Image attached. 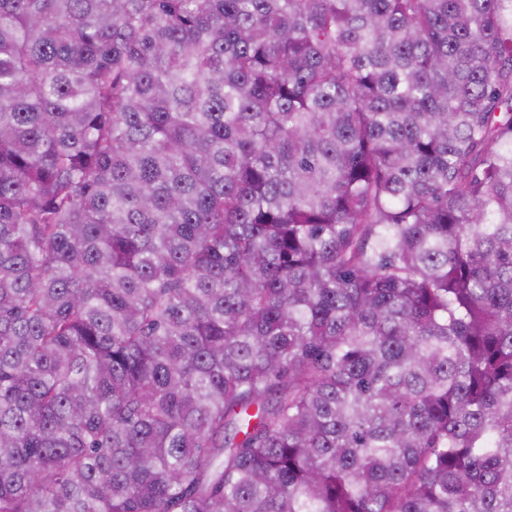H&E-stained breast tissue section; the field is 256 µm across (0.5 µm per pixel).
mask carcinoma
Here are the masks:
<instances>
[{"label":"carcinoma","mask_w":512,"mask_h":512,"mask_svg":"<svg viewBox=\"0 0 512 512\" xmlns=\"http://www.w3.org/2000/svg\"><path fill=\"white\" fill-rule=\"evenodd\" d=\"M0 512H512V0H0Z\"/></svg>","instance_id":"1"}]
</instances>
